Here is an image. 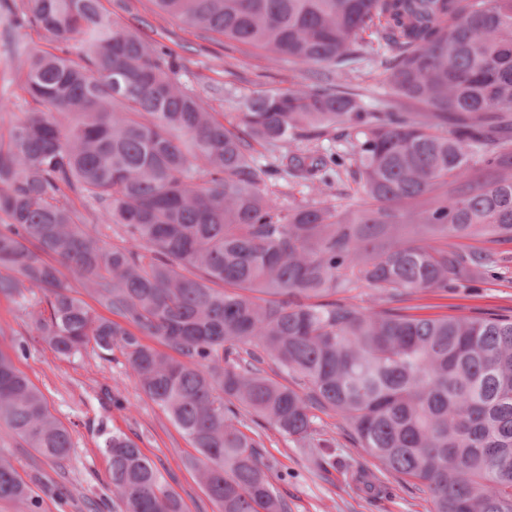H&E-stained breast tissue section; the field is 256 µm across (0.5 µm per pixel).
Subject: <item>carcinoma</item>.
<instances>
[{
	"mask_svg": "<svg viewBox=\"0 0 512 512\" xmlns=\"http://www.w3.org/2000/svg\"><path fill=\"white\" fill-rule=\"evenodd\" d=\"M152 2L308 83L257 87L227 127L180 80L181 57L101 0H0L10 29L58 43L29 56L22 117L0 144V297L63 358L120 349L197 451L217 512H288L273 484L288 472L240 426L250 414L329 448L319 411L432 512H512V315L401 306L473 287L496 273L492 245L512 244V0ZM381 49L393 65L370 109L346 69ZM338 129V150L325 148ZM345 176L361 202L342 207L329 197ZM270 180L320 199L285 206ZM101 224L122 245L106 246ZM363 286L377 304L354 302ZM268 359L303 390L266 376ZM6 438L58 463L74 448L0 350ZM101 448L120 512H183L134 442L112 432ZM2 501L39 508L0 457Z\"/></svg>",
	"mask_w": 512,
	"mask_h": 512,
	"instance_id": "carcinoma-1",
	"label": "carcinoma"
}]
</instances>
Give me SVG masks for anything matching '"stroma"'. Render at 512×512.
I'll return each instance as SVG.
<instances>
[{
	"instance_id": "35a3bbf8",
	"label": "stroma",
	"mask_w": 512,
	"mask_h": 512,
	"mask_svg": "<svg viewBox=\"0 0 512 512\" xmlns=\"http://www.w3.org/2000/svg\"><path fill=\"white\" fill-rule=\"evenodd\" d=\"M125 2L120 9L115 0H101L113 18L143 22L145 38L185 53L181 80L205 96L225 120H234L236 99L249 94L256 84L285 89L306 81L302 68L271 67L264 57L246 48L225 49L223 43L205 39L201 31L154 13L151 0ZM504 259L499 274L483 279L474 290L432 289L413 295L409 302L412 314L433 318L511 313L512 244ZM17 343L25 344L27 350L16 357V367L43 393L75 444L69 460L60 464L17 439L6 440L0 450V456L12 463L39 499L40 512H90L89 500L108 497V464L100 443L104 433L112 431L125 434L150 458L180 497L184 512H216L190 464L195 450L187 436L141 391L120 352L104 358L90 349L76 358L59 357L19 307L0 298V348L8 351ZM321 424L335 440L338 464L333 468H318L317 449L286 441L273 426L258 429L264 461L289 473L287 482L277 483L276 488L287 498L291 512H430L428 496L409 493L400 475L382 470L363 449L354 447L336 416H323ZM358 465L377 474L390 487V494L377 496L357 485L351 469ZM57 487L64 488V496L54 495Z\"/></svg>"
}]
</instances>
